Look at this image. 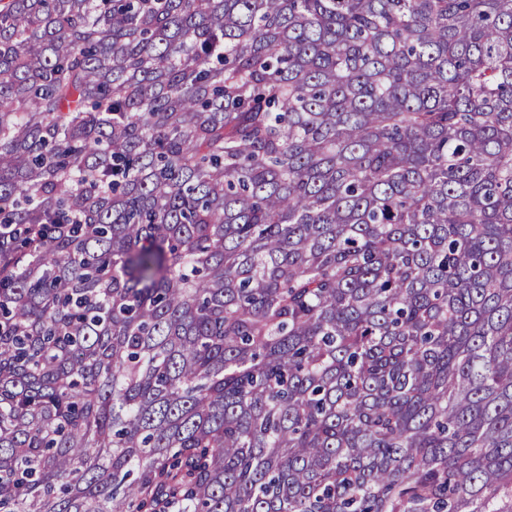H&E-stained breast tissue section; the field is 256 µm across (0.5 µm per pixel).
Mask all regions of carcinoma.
Masks as SVG:
<instances>
[{
	"label": "carcinoma",
	"instance_id": "obj_1",
	"mask_svg": "<svg viewBox=\"0 0 512 512\" xmlns=\"http://www.w3.org/2000/svg\"><path fill=\"white\" fill-rule=\"evenodd\" d=\"M0 512H512V0H0Z\"/></svg>",
	"mask_w": 512,
	"mask_h": 512
}]
</instances>
